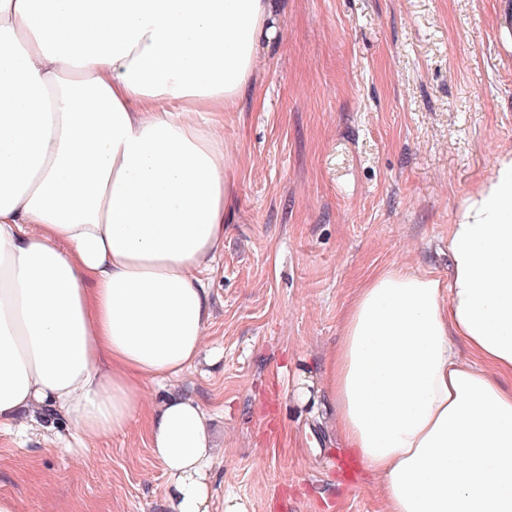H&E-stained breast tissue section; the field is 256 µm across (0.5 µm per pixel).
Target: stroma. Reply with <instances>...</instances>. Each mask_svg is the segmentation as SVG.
Segmentation results:
<instances>
[{
	"mask_svg": "<svg viewBox=\"0 0 512 512\" xmlns=\"http://www.w3.org/2000/svg\"><path fill=\"white\" fill-rule=\"evenodd\" d=\"M252 90L199 120L237 183L224 250L201 277L199 358L146 382L126 432L72 444L61 418L0 430V496L18 512H165L147 420L202 407L211 512H383L378 481L326 420L322 377L352 294L401 265L447 280L461 200L512 150V0H275ZM314 384L312 398L295 390Z\"/></svg>",
	"mask_w": 512,
	"mask_h": 512,
	"instance_id": "stroma-1",
	"label": "stroma"
}]
</instances>
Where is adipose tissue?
<instances>
[{"instance_id":"obj_1","label":"adipose tissue","mask_w":512,"mask_h":512,"mask_svg":"<svg viewBox=\"0 0 512 512\" xmlns=\"http://www.w3.org/2000/svg\"><path fill=\"white\" fill-rule=\"evenodd\" d=\"M276 28L271 0H0V426L110 438L198 357L235 183L197 117L241 98ZM448 256L447 281L389 266L357 288L332 420L385 512H512V151ZM147 433L167 512H210L201 406L168 397Z\"/></svg>"}]
</instances>
